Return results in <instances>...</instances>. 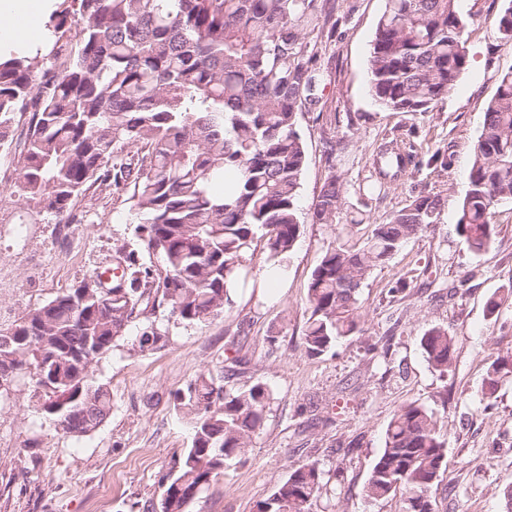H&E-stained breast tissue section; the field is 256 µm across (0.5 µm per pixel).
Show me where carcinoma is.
I'll return each mask as SVG.
<instances>
[{
	"mask_svg": "<svg viewBox=\"0 0 512 512\" xmlns=\"http://www.w3.org/2000/svg\"><path fill=\"white\" fill-rule=\"evenodd\" d=\"M330 17L317 0H60L45 51L0 52V147L14 172L12 195L30 218L72 215L91 191L126 198L139 216L144 252L115 247L116 274L57 292L0 329V387L29 374L38 408L66 433L85 436L112 410L92 367L141 323L138 350L164 345L174 322L199 325L232 304L253 245L280 261L300 235L298 198L307 165L297 115L316 103L315 53L303 40ZM468 19L459 0H385L369 59V92L395 112H428L469 64ZM512 49V0L493 21ZM403 147L373 158L380 180L403 171ZM512 203V72L502 76L474 145L456 229L479 254L494 242L496 208ZM343 181L332 171L313 204L314 224H334ZM441 198L422 192L375 225L358 248L329 246L308 284L303 344L322 355L362 332L358 295L368 273L409 238L440 223ZM157 256L161 267L143 254ZM432 367L452 365L448 329L421 338ZM512 377V354L488 367L483 398ZM274 400L264 383L225 387L208 375L175 393L194 433L167 477V512H185L202 492L245 461ZM447 446L433 412L401 406L385 430L368 478V500L401 493L402 512H435L433 489ZM319 461L293 469L254 512H312L323 486Z\"/></svg>",
	"mask_w": 512,
	"mask_h": 512,
	"instance_id": "obj_1",
	"label": "carcinoma"
}]
</instances>
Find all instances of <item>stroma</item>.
Segmentation results:
<instances>
[{
	"instance_id": "stroma-1",
	"label": "stroma",
	"mask_w": 512,
	"mask_h": 512,
	"mask_svg": "<svg viewBox=\"0 0 512 512\" xmlns=\"http://www.w3.org/2000/svg\"><path fill=\"white\" fill-rule=\"evenodd\" d=\"M319 3L333 24L304 32L320 88L318 103L298 115L308 165L293 249L277 263L257 249L232 306L200 325L170 324L163 347L135 350L138 326L130 324L92 368L111 392L112 410L86 436L63 433L37 409L28 375L0 390V512H156L162 480L190 444L174 394L203 373L221 385L264 383L274 400L245 463L227 469L186 512H252L294 467L314 460L325 486L312 512H399L400 497L371 503L364 486L393 413L410 402L435 413L447 443L435 512H504L502 490L512 482V380L488 402L481 387L487 367L512 352V305L493 315L486 306L493 294L512 289V205L498 208L487 252L472 254L456 233L484 111L501 76L512 71V50L498 46L488 26L503 0H460L470 19L468 68L445 99L416 113L382 108L368 92L371 41L385 0ZM330 137L342 151L329 154ZM402 139L414 141L416 165L370 190L374 155ZM332 169L344 184L337 223H311ZM423 191L440 194L441 223L370 271L360 290L362 335L308 355L307 286L324 250L362 246L375 225ZM78 209L83 220L73 226L51 216L33 223L10 188L0 189V268L13 282L0 294V328L111 262L117 245L139 247L130 203L90 193ZM263 270L270 279H259ZM436 325L454 340L444 374L421 346Z\"/></svg>"
}]
</instances>
